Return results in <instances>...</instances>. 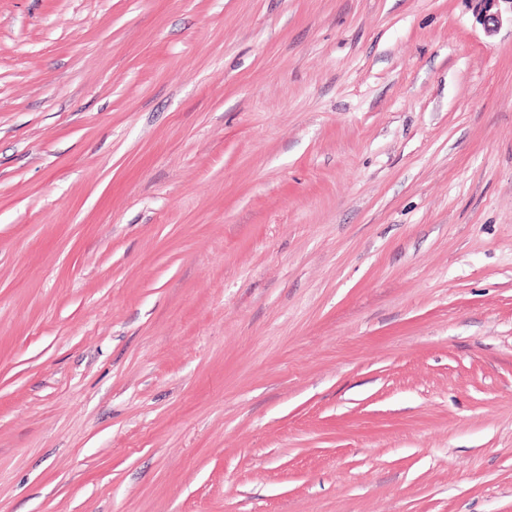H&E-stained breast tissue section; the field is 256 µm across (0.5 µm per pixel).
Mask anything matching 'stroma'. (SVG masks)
Returning <instances> with one entry per match:
<instances>
[{"label": "stroma", "mask_w": 512, "mask_h": 512, "mask_svg": "<svg viewBox=\"0 0 512 512\" xmlns=\"http://www.w3.org/2000/svg\"><path fill=\"white\" fill-rule=\"evenodd\" d=\"M0 512H512V25L0 0Z\"/></svg>", "instance_id": "obj_1"}]
</instances>
